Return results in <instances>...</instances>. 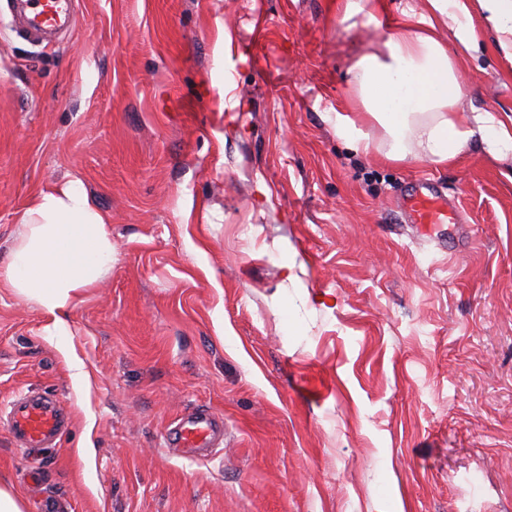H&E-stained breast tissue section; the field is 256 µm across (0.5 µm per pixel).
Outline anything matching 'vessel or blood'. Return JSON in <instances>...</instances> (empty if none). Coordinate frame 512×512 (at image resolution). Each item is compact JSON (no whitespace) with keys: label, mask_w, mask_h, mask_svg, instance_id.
<instances>
[{"label":"vessel or blood","mask_w":512,"mask_h":512,"mask_svg":"<svg viewBox=\"0 0 512 512\" xmlns=\"http://www.w3.org/2000/svg\"><path fill=\"white\" fill-rule=\"evenodd\" d=\"M19 13L18 30L31 39L46 40L76 24L75 0H13ZM402 208L412 224H459L463 217L449 207L436 184L423 178L412 182ZM20 447L41 448L62 431V408L51 395L22 393L0 406ZM224 440V422L205 409L182 417L171 433L176 448H211Z\"/></svg>","instance_id":"obj_1"}]
</instances>
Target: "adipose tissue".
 Returning a JSON list of instances; mask_svg holds the SVG:
<instances>
[{
  "instance_id": "ef3b65f1",
  "label": "adipose tissue",
  "mask_w": 512,
  "mask_h": 512,
  "mask_svg": "<svg viewBox=\"0 0 512 512\" xmlns=\"http://www.w3.org/2000/svg\"><path fill=\"white\" fill-rule=\"evenodd\" d=\"M477 2L499 48L512 57V0ZM403 14L381 51L360 54L349 67L348 110L336 115L337 136L353 149H370L368 133L354 118L361 112L387 134L381 160L444 164L477 141L512 164V120L462 113L458 60L449 55L448 41L456 39L463 52L477 42L468 0H420ZM17 222L0 282L39 307L47 335L66 339L73 333L69 313L84 289L112 270L110 217L73 178L35 192Z\"/></svg>"
}]
</instances>
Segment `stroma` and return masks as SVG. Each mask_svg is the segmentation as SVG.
<instances>
[{"label": "stroma", "mask_w": 512, "mask_h": 512, "mask_svg": "<svg viewBox=\"0 0 512 512\" xmlns=\"http://www.w3.org/2000/svg\"><path fill=\"white\" fill-rule=\"evenodd\" d=\"M413 2L365 28L336 0H80L43 48L0 0V267L30 194L73 177L114 246L65 350L0 283V406L69 417L44 452L0 419L25 512H512V167L478 143L386 163L331 121ZM471 23L464 107L512 116ZM420 177L463 223H406ZM194 408L224 419L196 458L168 443Z\"/></svg>", "instance_id": "stroma-1"}]
</instances>
